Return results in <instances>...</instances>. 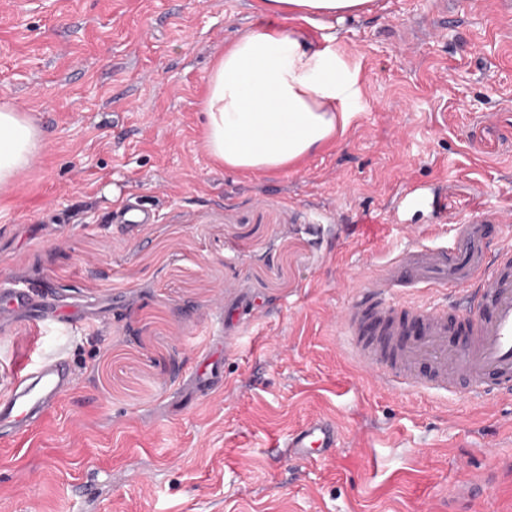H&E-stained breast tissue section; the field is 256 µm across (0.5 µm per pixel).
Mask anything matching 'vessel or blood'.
Wrapping results in <instances>:
<instances>
[{
	"label": "vessel or blood",
	"mask_w": 512,
	"mask_h": 512,
	"mask_svg": "<svg viewBox=\"0 0 512 512\" xmlns=\"http://www.w3.org/2000/svg\"><path fill=\"white\" fill-rule=\"evenodd\" d=\"M507 216L476 212L455 225L448 239L403 251L366 276L344 308L340 322L348 354L381 386L402 385L466 400L488 397L493 386L512 387V241L504 237ZM455 291L454 304L418 303L410 292ZM224 377L220 353L206 352L193 382L198 392ZM63 350L29 360L11 389L0 395V437L17 436L42 419L73 384ZM334 421L308 420L287 440L291 458L309 461L337 448ZM492 473L472 476L448 495V512Z\"/></svg>",
	"instance_id": "1"
}]
</instances>
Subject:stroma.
Returning <instances> with one entry per match:
<instances>
[{
  "label": "stroma",
  "instance_id": "1",
  "mask_svg": "<svg viewBox=\"0 0 512 512\" xmlns=\"http://www.w3.org/2000/svg\"><path fill=\"white\" fill-rule=\"evenodd\" d=\"M447 2L448 26L434 0L335 23L362 85L348 134L265 175L211 159L200 108L257 0H0V106L43 138L0 192V284L94 324L0 318V392L61 344L75 371L42 424L0 441V512H443L512 457V397L384 389L337 321L362 274L512 211V6ZM412 184L434 203L398 210ZM128 202L155 223H109ZM232 321L223 389L181 403ZM319 415L341 447L289 458ZM493 477L494 475L490 472L474 475L466 486L453 488L448 495V512H459L461 509L457 505L470 500L472 491L483 490L493 480Z\"/></svg>",
  "mask_w": 512,
  "mask_h": 512
}]
</instances>
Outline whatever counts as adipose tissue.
Masks as SVG:
<instances>
[{
	"mask_svg": "<svg viewBox=\"0 0 512 512\" xmlns=\"http://www.w3.org/2000/svg\"><path fill=\"white\" fill-rule=\"evenodd\" d=\"M372 0H259L265 17L236 37L212 63L204 133L225 168L277 173L342 138L360 94L357 70L332 45L306 38L302 25L365 13ZM41 134L15 109L0 107V191L30 164Z\"/></svg>",
	"mask_w": 512,
	"mask_h": 512,
	"instance_id": "ef3b65f1",
	"label": "adipose tissue"
}]
</instances>
